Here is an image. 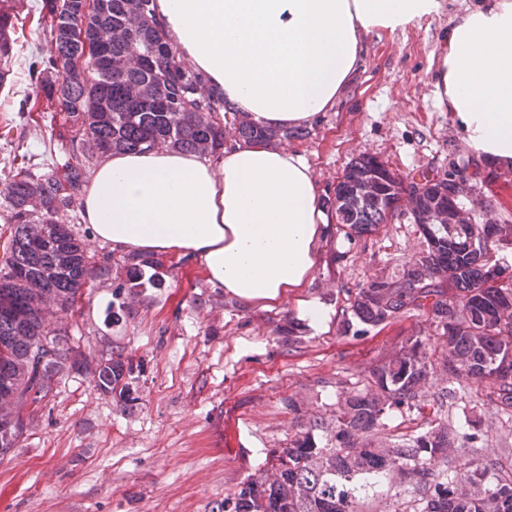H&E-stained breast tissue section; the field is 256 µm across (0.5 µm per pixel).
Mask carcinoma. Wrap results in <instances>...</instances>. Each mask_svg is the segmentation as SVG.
<instances>
[{"label": "carcinoma", "instance_id": "carcinoma-1", "mask_svg": "<svg viewBox=\"0 0 512 512\" xmlns=\"http://www.w3.org/2000/svg\"><path fill=\"white\" fill-rule=\"evenodd\" d=\"M154 0H101L91 12L83 0H42L39 26L49 35L47 53L28 66L35 97L65 113L68 157L54 169L23 167L0 190L12 224L0 258V376L14 394L0 396V419L18 429L0 436V455L23 435L21 410L45 399L54 377L66 368H85L98 391L129 395L124 379L133 364L119 353L112 364L83 362L67 346L66 331L54 317L74 309L89 281L111 271V258L87 254L71 225L79 217L71 204L81 196L99 158L114 152L168 148L217 157L227 140L275 143L301 136L239 117L224 95L198 72L187 69L156 18ZM13 15L0 10V85L8 82L15 44ZM107 44L98 64L72 73L66 63L83 48L81 39ZM379 174L376 198H359L353 186ZM465 171L448 170L416 193L411 215L425 248L402 276L377 279L356 289V321L344 332L361 337L368 328L388 326L411 312L428 313L442 329L444 353L433 363L426 343L407 336L385 360L368 370V391L345 396L331 430V447L320 448L312 430L273 451L271 463L224 498V512H365L366 492L392 472L402 477L392 505L382 512H512V473L489 474L467 466L448 473L454 443L448 427L437 425L394 448L370 441L386 411L396 408L437 421L444 407L425 388L440 368L459 382H484L499 405L512 409V287L501 281L490 252L473 240L512 242L511 224H434L433 212L463 206L459 183ZM415 182L388 174L370 155L346 168L327 205L350 238L362 239L403 211L404 189ZM130 293L145 284L142 268L155 261L134 253L124 257ZM359 328H354V323ZM54 359L40 361L44 347Z\"/></svg>", "mask_w": 512, "mask_h": 512}]
</instances>
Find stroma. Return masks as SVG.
Returning <instances> with one entry per match:
<instances>
[{"instance_id": "35a3bbf8", "label": "stroma", "mask_w": 512, "mask_h": 512, "mask_svg": "<svg viewBox=\"0 0 512 512\" xmlns=\"http://www.w3.org/2000/svg\"><path fill=\"white\" fill-rule=\"evenodd\" d=\"M40 3L24 0L13 20V74L0 89V187L20 167L46 172L65 159L54 106L41 99L31 118L18 112L31 91V52L47 45L36 28ZM475 3L443 0L437 16L370 36L340 102L318 116L307 137L287 141L312 165L322 197L362 153L403 176H440L450 165L476 163L438 103L430 68L449 27ZM73 230L89 252L110 255L111 272L75 310L58 313V324L90 363L117 350L132 359V399L100 393L85 371L59 374L15 450L0 456V512H222L225 497L300 427L314 426L318 445H326L345 395L366 392L369 368L402 337L417 334L439 346L440 329L416 312L362 337L344 331L348 289L399 277L422 251L407 212L360 240L333 227L302 292L335 312L320 335L296 321L294 298L271 310L242 309L207 283L199 262L175 252L160 255L157 285L130 296L122 253L94 240L86 224ZM116 298L133 314L115 324ZM292 334L300 338L294 348L286 343ZM441 391L448 394L443 421L455 437L449 466L512 472V413L491 402L483 385L439 371L426 392ZM428 426L417 413L387 411L373 445L405 443ZM476 429L482 436L473 443L466 435Z\"/></svg>"}]
</instances>
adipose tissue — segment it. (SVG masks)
I'll return each mask as SVG.
<instances>
[{"mask_svg":"<svg viewBox=\"0 0 512 512\" xmlns=\"http://www.w3.org/2000/svg\"><path fill=\"white\" fill-rule=\"evenodd\" d=\"M180 57L249 118L311 125L353 80L370 35L432 16L440 0H155ZM439 102L480 158L512 167V0H478L437 58ZM313 168L299 152L237 143L194 153H115L92 171L82 221L94 239L140 254L198 259L207 282L243 308L297 294L296 318L326 332L334 312L300 297L331 231Z\"/></svg>","mask_w":512,"mask_h":512,"instance_id":"adipose-tissue-1","label":"adipose tissue"}]
</instances>
